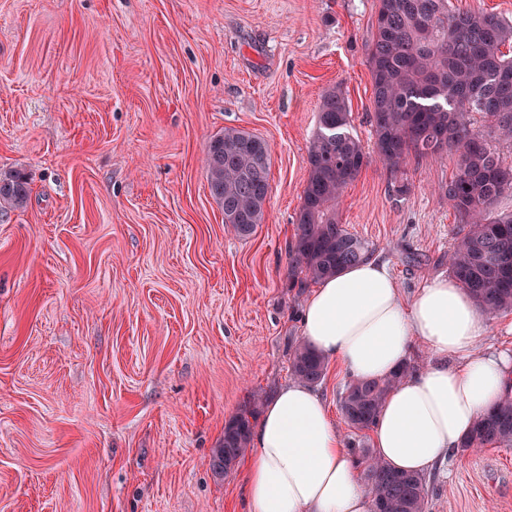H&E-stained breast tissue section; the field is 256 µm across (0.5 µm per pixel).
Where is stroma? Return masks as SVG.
<instances>
[{
    "mask_svg": "<svg viewBox=\"0 0 512 512\" xmlns=\"http://www.w3.org/2000/svg\"><path fill=\"white\" fill-rule=\"evenodd\" d=\"M379 0H0V512H245L244 465L215 474L229 416L291 377L308 290L288 243L322 94L373 149ZM270 146L246 238L210 194L209 138ZM457 157L371 159L339 218L406 297L448 275ZM317 389L344 442L372 445ZM428 512H512V447L429 473ZM27 179L20 172L0 174V210L23 207L30 194Z\"/></svg>",
    "mask_w": 512,
    "mask_h": 512,
    "instance_id": "1",
    "label": "stroma"
}]
</instances>
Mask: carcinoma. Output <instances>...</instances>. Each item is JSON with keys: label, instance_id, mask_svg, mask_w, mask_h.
<instances>
[{"label": "carcinoma", "instance_id": "obj_1", "mask_svg": "<svg viewBox=\"0 0 512 512\" xmlns=\"http://www.w3.org/2000/svg\"><path fill=\"white\" fill-rule=\"evenodd\" d=\"M512 24L484 11L456 12L448 0H380L376 36L368 64L372 79L371 125L377 159L398 171L407 158L457 155L448 183V203L462 227L455 233L449 261L452 276L484 313L512 310V212L496 209L512 192V166L502 164L496 147L473 132L466 120L480 112L497 138L512 139ZM319 130L310 143L308 177L288 245V287L307 288L337 271L360 263L368 243L341 224L337 207L347 186L369 163L363 143L350 133L351 111L345 96L329 89L318 108ZM266 141L226 128L210 137L204 158L211 196L224 206V223L241 237L251 235L265 215L270 159L255 163ZM20 172L0 174V210L20 208L29 198ZM411 369L387 379L345 386L340 410L358 430L372 427L383 401ZM327 363L300 342L291 375L310 385L321 383ZM259 397L232 415L214 459L230 472L248 448ZM512 446V394L484 413L461 443L463 450ZM373 512H427L426 477L400 472L362 450Z\"/></svg>", "mask_w": 512, "mask_h": 512}]
</instances>
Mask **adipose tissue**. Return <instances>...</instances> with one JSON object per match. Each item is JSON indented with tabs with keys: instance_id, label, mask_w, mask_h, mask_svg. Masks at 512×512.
<instances>
[{
	"instance_id": "ef3b65f1",
	"label": "adipose tissue",
	"mask_w": 512,
	"mask_h": 512,
	"mask_svg": "<svg viewBox=\"0 0 512 512\" xmlns=\"http://www.w3.org/2000/svg\"><path fill=\"white\" fill-rule=\"evenodd\" d=\"M302 337L353 380L385 378L413 344L426 366L402 376L372 427L375 455L424 474L456 460L462 439L512 391V355L486 347V321L450 276L406 298L390 267L368 258L320 282ZM245 467L247 512H372L363 467L344 448L320 393L292 380L268 399Z\"/></svg>"
}]
</instances>
